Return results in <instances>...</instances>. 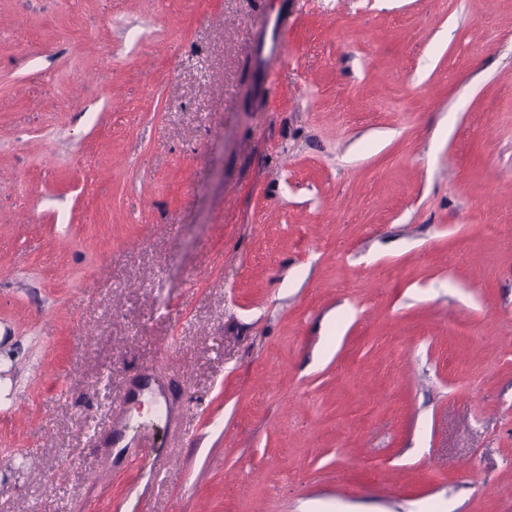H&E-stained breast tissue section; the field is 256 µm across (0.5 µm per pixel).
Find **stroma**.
Segmentation results:
<instances>
[{"label": "stroma", "mask_w": 512, "mask_h": 512, "mask_svg": "<svg viewBox=\"0 0 512 512\" xmlns=\"http://www.w3.org/2000/svg\"><path fill=\"white\" fill-rule=\"evenodd\" d=\"M0 512H512V0H0Z\"/></svg>", "instance_id": "35a3bbf8"}]
</instances>
